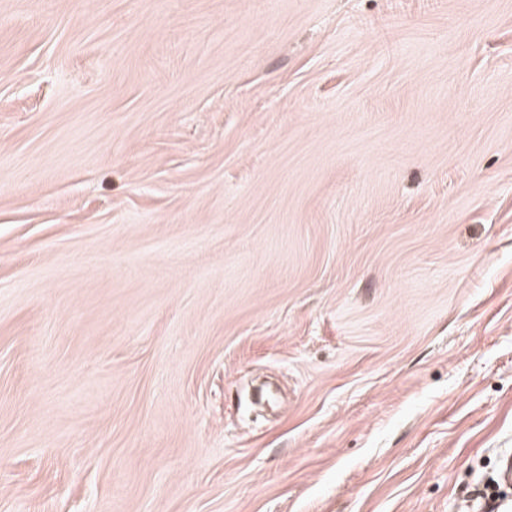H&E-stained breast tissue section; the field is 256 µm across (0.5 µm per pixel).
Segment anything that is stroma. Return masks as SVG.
<instances>
[{
	"instance_id": "stroma-1",
	"label": "stroma",
	"mask_w": 512,
	"mask_h": 512,
	"mask_svg": "<svg viewBox=\"0 0 512 512\" xmlns=\"http://www.w3.org/2000/svg\"><path fill=\"white\" fill-rule=\"evenodd\" d=\"M512 452V0H0V512H457Z\"/></svg>"
}]
</instances>
